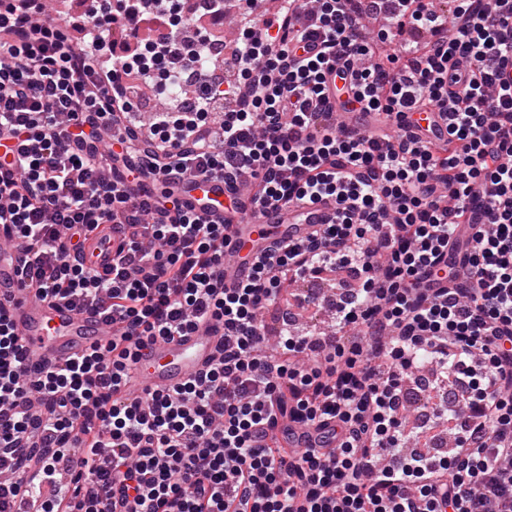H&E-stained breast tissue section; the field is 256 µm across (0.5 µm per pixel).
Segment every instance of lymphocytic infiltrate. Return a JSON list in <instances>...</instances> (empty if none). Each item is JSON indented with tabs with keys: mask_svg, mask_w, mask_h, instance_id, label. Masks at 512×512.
Here are the masks:
<instances>
[{
	"mask_svg": "<svg viewBox=\"0 0 512 512\" xmlns=\"http://www.w3.org/2000/svg\"><path fill=\"white\" fill-rule=\"evenodd\" d=\"M47 2L0 0V224L39 298L124 332L32 366L0 301V512H512V0H277L231 43L192 0ZM376 40L392 52L363 65ZM333 76L379 126L336 124ZM431 111L446 138L408 121ZM244 172L260 209L330 200L336 221L228 288L226 227L185 182L223 178L235 213ZM147 181L165 188L126 190ZM102 224L119 246L100 272L81 251ZM336 264L364 283L332 336L271 343L282 277ZM205 319L219 360L134 391L138 347ZM430 364L453 378L445 456L402 422ZM300 425L334 447L275 442Z\"/></svg>",
	"mask_w": 512,
	"mask_h": 512,
	"instance_id": "f902f5d3",
	"label": "lymphocytic infiltrate"
}]
</instances>
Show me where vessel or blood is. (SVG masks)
I'll list each match as a JSON object with an SVG mask.
<instances>
[{
	"instance_id": "1",
	"label": "vessel or blood",
	"mask_w": 512,
	"mask_h": 512,
	"mask_svg": "<svg viewBox=\"0 0 512 512\" xmlns=\"http://www.w3.org/2000/svg\"><path fill=\"white\" fill-rule=\"evenodd\" d=\"M189 194L207 221L223 223L227 191L222 179L202 176L190 184ZM332 205L318 202L303 213L279 209L247 208L241 223L229 226L233 247L224 251V282L233 284L244 273L247 256L273 243L306 241L320 224L332 223ZM117 242L108 226L92 231L86 242L89 267L104 270L112 263ZM21 252L0 247V301L9 302L11 321L26 357L35 363L61 364L92 343L111 335L102 317L71 308L58 301H44L27 290L20 277ZM224 338L213 324L204 322L187 336L151 342L142 347L134 365L138 388L169 390L198 378L216 359Z\"/></svg>"
}]
</instances>
